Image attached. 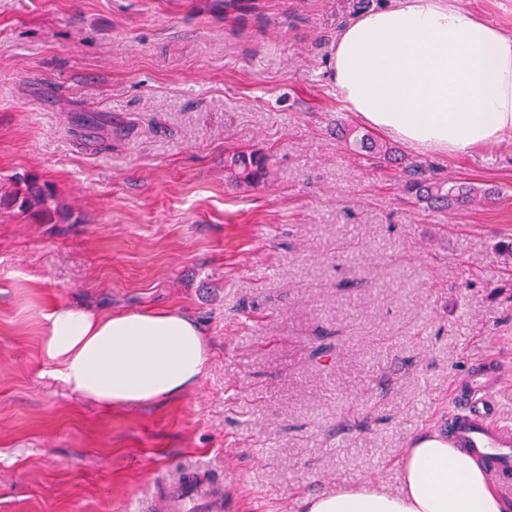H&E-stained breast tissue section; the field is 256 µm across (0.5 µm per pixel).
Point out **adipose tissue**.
<instances>
[{
  "label": "adipose tissue",
  "instance_id": "obj_1",
  "mask_svg": "<svg viewBox=\"0 0 512 512\" xmlns=\"http://www.w3.org/2000/svg\"><path fill=\"white\" fill-rule=\"evenodd\" d=\"M336 91L357 122L448 160L512 136V34L460 0H382L337 34ZM50 378L96 404L148 405L179 397L204 376V332L174 311L94 312L57 304L43 315ZM402 487L360 483L301 498L300 512H512L469 451L412 440Z\"/></svg>",
  "mask_w": 512,
  "mask_h": 512
}]
</instances>
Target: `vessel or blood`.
Here are the masks:
<instances>
[{"instance_id":"b4317fda","label":"vessel or blood","mask_w":512,"mask_h":512,"mask_svg":"<svg viewBox=\"0 0 512 512\" xmlns=\"http://www.w3.org/2000/svg\"><path fill=\"white\" fill-rule=\"evenodd\" d=\"M512 386V375L497 365L483 362L468 377L464 388L454 395L447 428L440 435L455 448L468 449L486 460L498 492L512 497V425L498 422L495 402L498 394ZM208 495L206 485L186 487L175 481L164 497L135 499L134 512H199Z\"/></svg>"}]
</instances>
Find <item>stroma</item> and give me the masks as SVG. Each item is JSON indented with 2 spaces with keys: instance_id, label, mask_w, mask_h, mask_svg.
<instances>
[{
  "instance_id": "stroma-1",
  "label": "stroma",
  "mask_w": 512,
  "mask_h": 512,
  "mask_svg": "<svg viewBox=\"0 0 512 512\" xmlns=\"http://www.w3.org/2000/svg\"><path fill=\"white\" fill-rule=\"evenodd\" d=\"M0 0V512H130L203 469L212 512H293L401 487L414 431L473 364L512 372V138L432 176L491 191L407 202L352 124L330 55L380 0ZM256 150L267 182L225 162ZM33 179L42 213L12 195ZM176 308L208 368L176 400L102 409L50 380L52 303ZM337 132L344 144L358 153H365V156L373 159L397 160L395 148L376 140L369 134H360L355 128L349 126L338 127ZM231 180L239 186L253 187L269 177L268 158L254 151H239L227 162Z\"/></svg>"
}]
</instances>
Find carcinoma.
<instances>
[{
    "instance_id": "cac0c4a2",
    "label": "carcinoma",
    "mask_w": 512,
    "mask_h": 512,
    "mask_svg": "<svg viewBox=\"0 0 512 512\" xmlns=\"http://www.w3.org/2000/svg\"><path fill=\"white\" fill-rule=\"evenodd\" d=\"M345 145L373 159L394 160L396 150L372 136L360 133L352 127L337 129ZM231 180L244 187L257 186L267 180L270 174L268 158L254 151H239L227 162ZM410 175L405 181L403 192L414 204L433 210H448L469 206L476 198H491V192L471 185H448L445 180L425 174L424 166L414 163L407 168ZM50 194L36 182L25 183V188L14 193V200L24 210L42 207Z\"/></svg>"
}]
</instances>
